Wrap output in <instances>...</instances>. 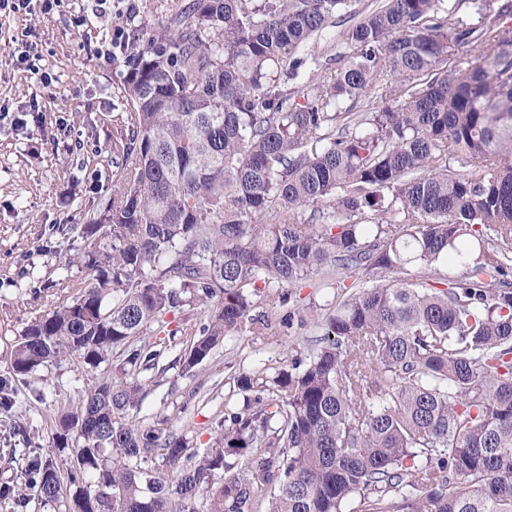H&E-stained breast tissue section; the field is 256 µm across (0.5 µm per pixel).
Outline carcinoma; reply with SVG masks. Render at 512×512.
<instances>
[{
	"label": "carcinoma",
	"instance_id": "carcinoma-1",
	"mask_svg": "<svg viewBox=\"0 0 512 512\" xmlns=\"http://www.w3.org/2000/svg\"><path fill=\"white\" fill-rule=\"evenodd\" d=\"M352 2L173 0L141 32L112 199L61 228L86 277L11 345L0 409L47 365L96 378L49 417L70 457L24 453L34 495L1 484L4 512H512V3L474 0L468 27L465 0ZM448 262L447 287L418 278ZM316 276L338 289L322 337L230 376L204 453L138 418L169 369L265 334Z\"/></svg>",
	"mask_w": 512,
	"mask_h": 512
}]
</instances>
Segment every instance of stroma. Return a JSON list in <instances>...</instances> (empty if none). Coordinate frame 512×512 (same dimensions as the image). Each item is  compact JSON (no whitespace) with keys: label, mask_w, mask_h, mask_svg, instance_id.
<instances>
[{"label":"stroma","mask_w":512,"mask_h":512,"mask_svg":"<svg viewBox=\"0 0 512 512\" xmlns=\"http://www.w3.org/2000/svg\"><path fill=\"white\" fill-rule=\"evenodd\" d=\"M137 15L127 20L128 2ZM169 0H112L110 21L90 18L75 26L83 0H62L59 7L32 13L0 15V377L8 372L6 351L25 327L55 304L63 278L79 279L85 271L68 265V242L62 224L85 223L112 192V132L118 112L127 52L99 55L106 24L156 29L166 24ZM24 35L42 83L19 65L11 37ZM334 290L310 285L291 291L290 324L274 322L269 333H243L226 340L212 358L193 372L171 369L163 384L149 390L139 417L151 422L170 418L174 430L187 431L198 449L207 448L211 420L224 406L216 395L197 408L190 395L211 390L229 372L274 367L282 360L305 357L317 330L311 314L334 304ZM89 375L64 363L42 369L33 385L45 393L43 413L76 397ZM24 434L0 423V481H23V459H8L11 448H32L54 456L52 433L41 416L21 417Z\"/></svg>","instance_id":"35a3bbf8"}]
</instances>
